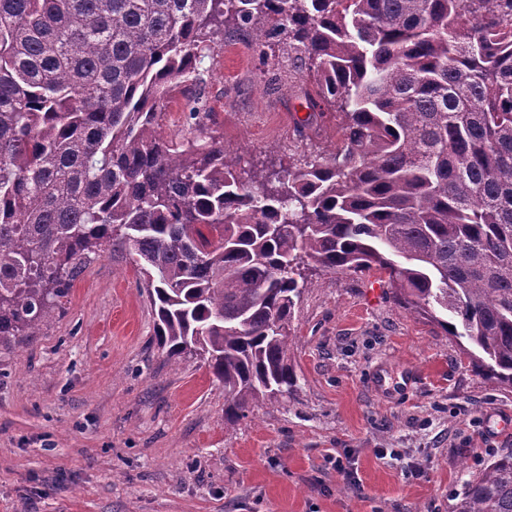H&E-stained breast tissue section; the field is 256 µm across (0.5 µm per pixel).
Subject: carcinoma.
I'll return each mask as SVG.
<instances>
[{
	"label": "carcinoma",
	"instance_id": "1",
	"mask_svg": "<svg viewBox=\"0 0 512 512\" xmlns=\"http://www.w3.org/2000/svg\"><path fill=\"white\" fill-rule=\"evenodd\" d=\"M288 52L320 158L240 172L208 135L220 37ZM184 101L188 137L158 133ZM130 246L169 356L224 382V423L290 393L312 264L377 267L512 389V0H0V353L38 336L96 256ZM452 512H512V454Z\"/></svg>",
	"mask_w": 512,
	"mask_h": 512
}]
</instances>
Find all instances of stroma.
<instances>
[{
  "mask_svg": "<svg viewBox=\"0 0 512 512\" xmlns=\"http://www.w3.org/2000/svg\"><path fill=\"white\" fill-rule=\"evenodd\" d=\"M200 69L209 132L240 168L334 150L287 55L262 75L245 43L219 44ZM305 274L295 391L228 426L223 383L154 341L135 251L94 259L42 335L0 355V512H451L512 453V390L385 271Z\"/></svg>",
  "mask_w": 512,
  "mask_h": 512,
  "instance_id": "stroma-1",
  "label": "stroma"
}]
</instances>
